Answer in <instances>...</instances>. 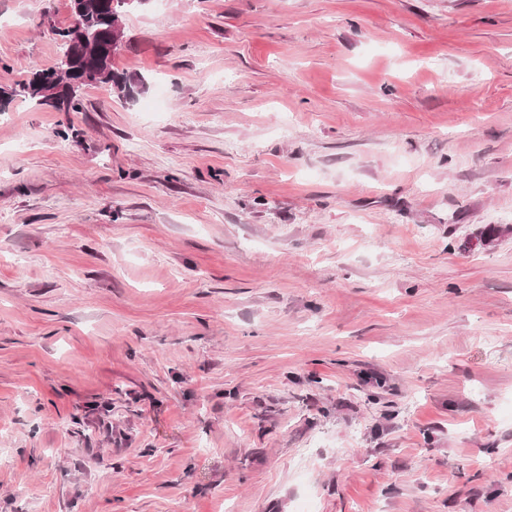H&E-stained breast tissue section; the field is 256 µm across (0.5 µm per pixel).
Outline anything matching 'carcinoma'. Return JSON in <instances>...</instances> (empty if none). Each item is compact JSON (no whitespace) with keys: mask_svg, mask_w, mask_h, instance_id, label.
Instances as JSON below:
<instances>
[{"mask_svg":"<svg viewBox=\"0 0 512 512\" xmlns=\"http://www.w3.org/2000/svg\"><path fill=\"white\" fill-rule=\"evenodd\" d=\"M132 9L128 0H95V7L85 14L72 17L71 24L58 31L63 42L62 55L55 66L48 69L30 71V77L16 83V87L3 90V95L22 96L39 105L56 106L58 103L67 104L76 110L80 106V94L70 95L66 90L53 92L50 82L66 80L67 83L77 84L81 88L96 86H109L119 96L132 97L133 87L129 80L116 72L112 67V45L110 33L117 19ZM90 29L93 32L94 50L82 55L78 60L65 62L70 54V41L78 27ZM67 68L62 74L60 68Z\"/></svg>","mask_w":512,"mask_h":512,"instance_id":"1","label":"carcinoma"}]
</instances>
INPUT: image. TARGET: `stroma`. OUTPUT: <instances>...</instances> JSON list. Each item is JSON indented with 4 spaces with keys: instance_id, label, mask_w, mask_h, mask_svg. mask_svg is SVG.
<instances>
[{
    "instance_id": "stroma-1",
    "label": "stroma",
    "mask_w": 512,
    "mask_h": 512,
    "mask_svg": "<svg viewBox=\"0 0 512 512\" xmlns=\"http://www.w3.org/2000/svg\"><path fill=\"white\" fill-rule=\"evenodd\" d=\"M123 27L134 99L0 104V512H512V0Z\"/></svg>"
}]
</instances>
